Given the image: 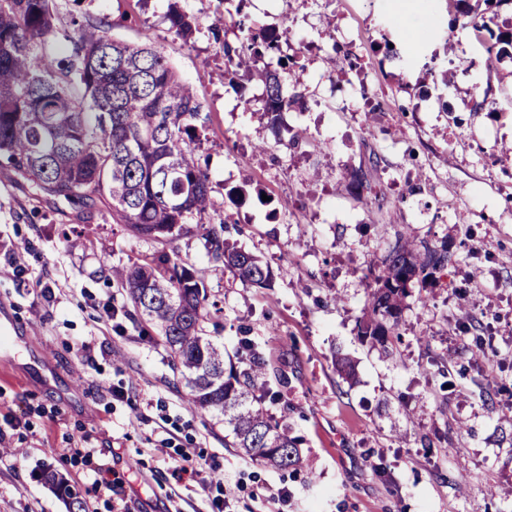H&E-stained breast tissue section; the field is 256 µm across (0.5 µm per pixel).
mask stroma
Listing matches in <instances>:
<instances>
[{"label": "stroma", "instance_id": "35a3bbf8", "mask_svg": "<svg viewBox=\"0 0 512 512\" xmlns=\"http://www.w3.org/2000/svg\"><path fill=\"white\" fill-rule=\"evenodd\" d=\"M392 0H252L260 25L288 23L318 45L283 82L298 84L304 111L284 115L270 139L257 77L224 81L225 44L213 37L224 0H180L198 28L185 43L165 19L169 0H56L57 56L68 55L76 21L113 38L159 48L211 115L197 150L213 186L214 221L228 239L268 263L271 287L243 284L210 262L196 233L166 248L201 270L222 330L236 351L249 338L269 369L288 379L271 415L301 439L311 474L263 467L226 446L223 422L190 409L159 339L128 316L115 266L157 246L114 223L107 208L80 216L66 202L9 173L0 158V314L15 325L0 353V512H67L40 479L61 474L89 512H210L214 489L172 475L183 449L224 475V512H512V56L487 69L472 31L455 24L451 0H421L453 29L413 44L400 69L383 52L405 28ZM361 47L384 111L336 109L332 62ZM326 143L325 151L315 142ZM380 157L382 179L416 168L420 180L385 213L351 193L346 172ZM246 188L280 202L275 220L239 206ZM467 223H459V214ZM446 241L459 261L422 297H409L389 350L360 341L368 263L396 233ZM22 253L23 271L13 270ZM119 310L109 320L105 309ZM485 328L483 344L462 322ZM346 354L358 381L337 373ZM47 363H40V355ZM124 401L112 398L113 388ZM88 448L74 451L77 438ZM122 483L120 495L108 487ZM286 499L269 501L279 489Z\"/></svg>", "mask_w": 512, "mask_h": 512}]
</instances>
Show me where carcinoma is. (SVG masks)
Instances as JSON below:
<instances>
[{
    "label": "carcinoma",
    "instance_id": "1",
    "mask_svg": "<svg viewBox=\"0 0 512 512\" xmlns=\"http://www.w3.org/2000/svg\"><path fill=\"white\" fill-rule=\"evenodd\" d=\"M485 9L468 20L487 66L512 51V19L499 20L505 0H482ZM212 34H246L238 47L224 44V79L257 73L265 88L264 116L278 138L282 113L302 106L297 86H285L279 70L298 65L280 55L244 12V0H224ZM166 19L184 42L197 33L193 18L170 0ZM56 34L55 0H0V155L14 173L75 208L108 203L112 220L137 236L165 246L194 224L210 261L242 283L270 287L273 273L255 255L231 245L225 222L207 221L214 208L208 174L195 158L210 121L195 90L183 82L151 44H128L98 26H82L68 56L49 53ZM351 191L381 209L373 173L344 175ZM448 243L399 234L387 253L371 263L358 336L385 346L400 336L405 299L414 288L434 284L454 265ZM112 276L125 287L133 318L157 328L170 351L171 369L189 388L188 403L224 420L230 447L265 465L291 473L307 467L297 438L264 406L280 392L267 387V364L248 338L240 341L239 365L224 367V346L209 335L221 328L208 308L200 271L161 250ZM44 482L65 500L68 512H86L83 499L53 470Z\"/></svg>",
    "mask_w": 512,
    "mask_h": 512
}]
</instances>
